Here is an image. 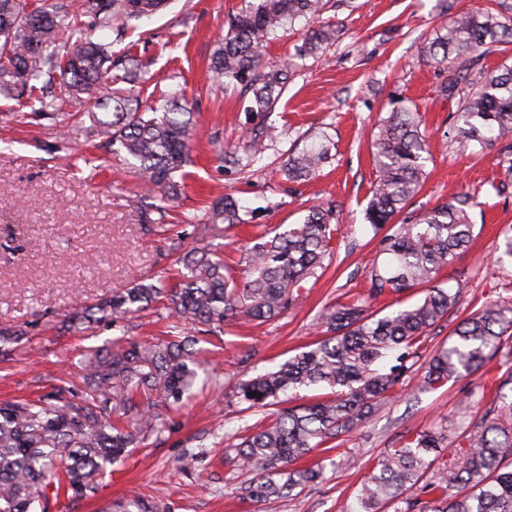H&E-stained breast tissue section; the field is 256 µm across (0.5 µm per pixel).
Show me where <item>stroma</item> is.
<instances>
[{"label": "stroma", "instance_id": "stroma-1", "mask_svg": "<svg viewBox=\"0 0 512 512\" xmlns=\"http://www.w3.org/2000/svg\"><path fill=\"white\" fill-rule=\"evenodd\" d=\"M492 0H328L323 20L344 27L337 46L321 61L299 60L305 21L277 30L266 48L269 62L295 60L296 72L275 109L247 111V99L216 93L207 71L228 14L248 0H173L124 38L106 31L113 50L141 62L150 85L184 90L193 112L194 137L185 168L184 194L168 232L141 223L151 200L111 146L83 132L63 133L50 121L33 123L25 108L0 96V327L27 325L29 336L0 361V400L35 399L63 387L82 386V361L100 347L154 341L167 313L148 309L127 326L103 323L79 333L63 324L75 308L110 297L155 275L175 280L169 245L208 220V206L230 193L251 212L244 227L214 231V248L236 261L252 225L297 223L309 206L332 208L341 225L324 274L293 295L280 317L260 323L239 320L207 347L220 364L219 381L196 389L167 413L168 427L131 449L107 472L97 499H75L55 488L44 491L47 512H100L109 502L141 495L164 503L167 512H347L366 466L398 447L403 435L439 428L441 421L478 424L482 406L469 393L484 384L493 401L498 383L512 379V339H505L488 371L453 379L418 393L419 372L405 376L398 398L379 405L341 445L319 449L306 464H320L323 477L292 496L262 502L243 498L253 477L224 461V431L255 423L230 396L240 382L294 355L318 336L319 317L350 293L365 291L379 255L381 233L364 218L375 180L371 138L387 112L418 105L430 135L427 179L413 201L429 208L470 189L479 193L472 212L470 245L439 279L466 285L422 344L430 356L447 344L455 326L488 301L512 304V263H497L496 248L512 228V188L495 195L491 183L507 180L496 148L460 146L445 139V121L456 100L439 94L443 72L430 65L423 46L451 13L487 8ZM265 126L278 150L293 140L327 132L332 158L315 179L287 181L280 163L249 178L224 166L225 147Z\"/></svg>", "mask_w": 512, "mask_h": 512}]
</instances>
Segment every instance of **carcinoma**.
Listing matches in <instances>:
<instances>
[{
  "label": "carcinoma",
  "mask_w": 512,
  "mask_h": 512,
  "mask_svg": "<svg viewBox=\"0 0 512 512\" xmlns=\"http://www.w3.org/2000/svg\"><path fill=\"white\" fill-rule=\"evenodd\" d=\"M169 0H82L72 10L61 0H0V94L31 108L35 121L51 120L86 130L119 146L156 199L141 222L165 231L164 220L178 207L184 168L189 160L191 112L177 89L143 99L132 93L141 71L128 54L95 38L98 30L125 31L133 20L166 8ZM323 0H251L229 18L224 41L214 51L210 72L218 88L251 94L249 111H272L294 75L290 63L268 65L262 48L279 28L305 19L309 28L298 48L303 58L319 57L341 29L317 23ZM512 43V0L496 9L461 14L440 27L424 47L426 60L448 72L440 92L457 100L444 136L460 145L495 146L512 172V65L472 70L474 53L494 54ZM127 88H112V71ZM95 101L100 111L84 112ZM90 125H85V120ZM330 136L291 149L282 171L292 182L320 172L330 152ZM428 137L415 107L388 113L371 142L376 180L365 208V221L378 231L392 225L380 242L386 264L374 263L365 295H353L321 317L325 336L274 368L241 381L234 397L246 409L272 410L267 422L239 432H224L225 459L256 471L241 488L257 502L279 499L322 477L318 468L294 462L324 444L351 433L372 411L400 393L403 377L421 357L424 336L443 320L463 292L445 288L440 270L472 239L470 210L475 195L462 191L424 211H407L426 179ZM270 144L259 131L221 157L244 174L254 172ZM158 217H152V214ZM240 201L226 195L213 201L209 222L194 225L191 241L177 240L171 250L185 270L175 287L146 277L111 298L68 317L89 331L163 302L172 321L168 339L132 341L118 350L102 348L83 361L85 391L58 392L37 401H0V512H35L48 479L79 499L95 497L107 468L127 449L165 429L162 410L188 397L200 374V335L216 338L224 327L247 318L267 322L282 315L293 291L325 269L334 235L333 211L307 210L297 224L265 229L243 249L245 278L238 282L222 253L208 238L218 224L247 223ZM425 287L416 302L378 317L369 301ZM512 330V308L497 302L460 322L451 345L436 352L420 377V390L432 391L452 378L487 367ZM28 335L18 326L0 328L3 356ZM320 387L321 399L288 405L286 395ZM500 385L486 410L481 430L466 426L465 451L453 472L433 471L444 447L440 432L408 436L401 446L381 454L357 490L350 512H512V395ZM119 512H166L158 500L134 496Z\"/></svg>",
  "instance_id": "carcinoma-1"
}]
</instances>
